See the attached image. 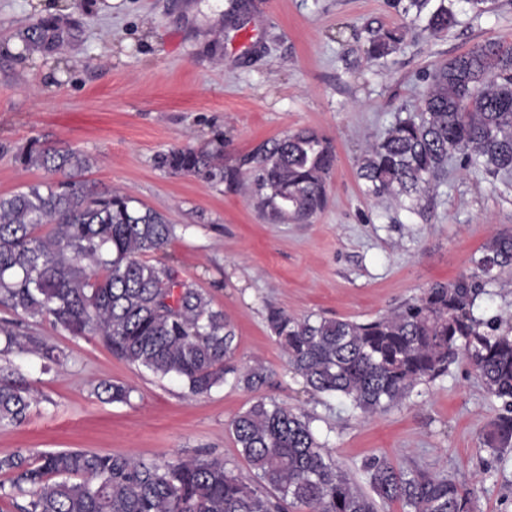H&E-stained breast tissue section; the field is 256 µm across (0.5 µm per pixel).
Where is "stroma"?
Wrapping results in <instances>:
<instances>
[{
	"mask_svg": "<svg viewBox=\"0 0 512 512\" xmlns=\"http://www.w3.org/2000/svg\"><path fill=\"white\" fill-rule=\"evenodd\" d=\"M0 0V195L50 181L24 168L30 141L88 156L98 191H121L168 217L172 241L147 254L207 291L232 322L233 362L262 363L257 391L226 381L192 395L114 357L99 337L73 336L51 318L22 330L55 347L61 365L6 346L0 375L28 387L35 404L21 425H0V456L63 449L132 454L157 462L215 457L250 467L230 423L259 399L307 413L317 439L366 487L365 466L444 472L474 487L480 512H512V451L485 450L483 434L506 409L466 359L371 416L317 394L289 370L271 336L268 308L366 322L434 281L472 272L496 233L512 231V174L489 177L451 159L420 204L408 209L366 195L356 161L396 117L418 112L428 75L489 39L512 44V0L479 14L454 0L459 24L435 36L408 29L388 58L366 54L368 29L398 26L387 0ZM56 19L75 35L64 51H25L20 31ZM301 128L327 138L336 166L324 211L308 224H270L245 190L173 174L159 154L188 146L236 165L265 142ZM473 312L512 329V271L485 286ZM131 387L129 401L94 393L100 382Z\"/></svg>",
	"mask_w": 512,
	"mask_h": 512,
	"instance_id": "1",
	"label": "stroma"
}]
</instances>
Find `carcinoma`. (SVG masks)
<instances>
[{
    "label": "carcinoma",
    "mask_w": 512,
    "mask_h": 512,
    "mask_svg": "<svg viewBox=\"0 0 512 512\" xmlns=\"http://www.w3.org/2000/svg\"><path fill=\"white\" fill-rule=\"evenodd\" d=\"M390 6L434 34L459 23L448 0H390ZM368 34V54L380 59L400 50L405 27L379 26ZM74 39L48 20L21 36L26 51L43 55ZM429 79L420 112L396 118L357 161V176L374 199L419 202L430 177L453 157L491 177L512 173V46L485 41L435 66ZM17 160L65 179L0 196L1 304L24 318L50 316L72 336L93 334L116 357L177 378L193 395L228 374L247 389L265 384V366L229 365L235 331L224 311L189 283L173 293L167 287L173 271L143 260L174 236L163 214L135 206L125 193L98 192L82 179L90 159L71 149L33 142ZM251 162L244 171L190 147L158 157L173 174L222 182L230 191L248 185L272 224H305L326 207L336 154L316 131L301 128L265 144ZM472 264V273L432 283L369 322L271 308L268 327L306 387L343 397L364 415L393 407L416 386L447 374L464 354L486 392L508 406L483 440L491 453H504L512 449V336L478 320L473 307L481 282L512 268V232L489 239ZM0 333L20 350L61 365L43 341H21L6 325ZM96 392L122 402L132 388L103 382ZM31 407L26 391L0 383V424L23 423ZM231 431L253 473L248 480L218 458L158 463L83 450L1 456L0 475L27 497L20 512H379L394 499L411 512H476L474 489L385 459L366 467L370 492L360 490L317 440L310 420L273 401L254 402L233 419Z\"/></svg>",
    "instance_id": "cac0c4a2"
}]
</instances>
